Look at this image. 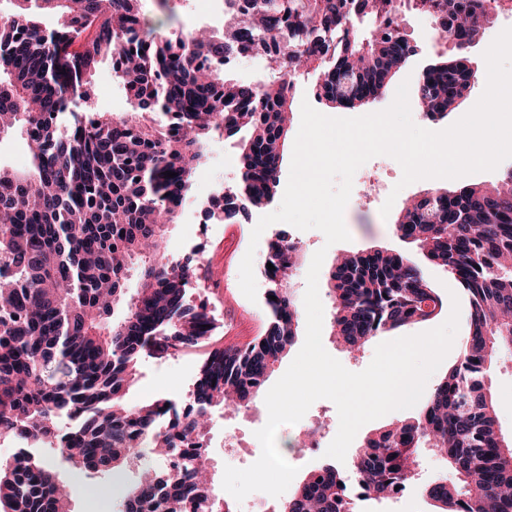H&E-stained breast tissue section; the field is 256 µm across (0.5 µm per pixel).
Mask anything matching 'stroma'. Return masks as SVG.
<instances>
[{"instance_id": "stroma-1", "label": "stroma", "mask_w": 512, "mask_h": 512, "mask_svg": "<svg viewBox=\"0 0 512 512\" xmlns=\"http://www.w3.org/2000/svg\"><path fill=\"white\" fill-rule=\"evenodd\" d=\"M145 10L152 20L163 21L164 31L175 28L186 30L206 28L222 32L224 28V0H173L174 18H167L165 11L154 0H144ZM403 30L417 53L398 74L399 80H408L417 86L424 67L439 55L451 53L452 47L445 40L434 38V21L431 16L413 10H403ZM91 106L98 112H125L130 105L116 78L111 62L100 65L93 78ZM241 163L236 139L212 138L207 147L203 165L196 171L185 205L175 224H172L164 246L167 253L177 259L212 273L210 279L190 289L192 304L206 305L217 319L223 339L245 342L263 333L268 325V310L264 300L250 301L239 287V267L248 249L255 247V270H262L268 257V244L277 235L286 234L298 241L303 249L291 278L296 297H303L306 274L312 257L318 249H325L326 261H333L336 253L391 249L420 259L416 246L401 241L393 232L391 219L382 218L381 201L364 208L359 204L361 178H354L353 190L344 213L350 241L326 245L323 233L316 229L299 230L286 223H275L262 233L258 245H251L252 229L261 216L253 211L248 218L235 224L209 220L204 216L208 195L224 183L238 182ZM203 351L197 347L184 349L182 354L163 360L141 358L140 381L130 389L126 399L136 404L148 399L168 400L178 414L190 411V392L201 367ZM493 391L498 406V427L505 438H512V348L501 349L491 370ZM268 412L264 399H257L251 414L243 415L216 408L211 412L209 428L214 482L212 490L223 495L222 480L226 466L245 468L252 465L261 454V445L255 436L264 425ZM245 431L247 443L236 456L224 454V436ZM299 429L283 426L277 434V445L284 459L298 469L292 480L300 485L308 473L323 464V450H307L295 443ZM37 457L52 462L61 476L72 486L74 512H119L120 490L132 483L139 469H161L162 463L151 453H144L134 466L123 469L110 478L84 476L66 462L59 452L46 445L37 446Z\"/></svg>"}]
</instances>
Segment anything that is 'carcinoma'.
<instances>
[{
  "label": "carcinoma",
  "mask_w": 512,
  "mask_h": 512,
  "mask_svg": "<svg viewBox=\"0 0 512 512\" xmlns=\"http://www.w3.org/2000/svg\"><path fill=\"white\" fill-rule=\"evenodd\" d=\"M7 2L0 140L20 132L31 168H0V437L19 445L59 439L65 460L85 475L119 472L148 446L174 455L173 442L155 431L173 407L125 400L142 356L207 348L190 394L195 412L172 423L187 438L206 434L209 409L249 407L298 336L290 274L299 248L287 236L268 247L270 322L246 345L216 344L214 318L187 301L198 269L162 250L209 140L241 135V176L215 215L227 222L274 198L294 77L316 76L319 101L355 109L380 96L415 53L395 21L401 7L448 12L443 39L457 49L477 42L489 11L512 12V0H224L223 34L160 36L143 0ZM43 16L55 17V27H42ZM383 18L385 27L364 40L359 25ZM275 37L268 62L276 81L245 84L199 62L266 50ZM107 57L128 112L91 107L92 80ZM473 78L461 57L425 67L417 96L426 115L446 116ZM79 102L88 118L57 135V119ZM393 229L468 297L464 353L418 415L366 435L347 470L324 463L310 471L280 512H354L351 476L367 498L390 499L416 480L422 448L444 456L456 475L422 485L436 512H512V441L498 428L489 384L498 351L512 346V171L490 186H432L403 204ZM327 287L332 335L352 356L443 306L422 268L389 250L343 255ZM63 419L73 428L62 431ZM202 461L188 473L175 464L142 469L123 489L120 512H183L188 500L204 512H232L212 496ZM60 485L45 460L0 461V512H72Z\"/></svg>",
  "instance_id": "carcinoma-1"
}]
</instances>
